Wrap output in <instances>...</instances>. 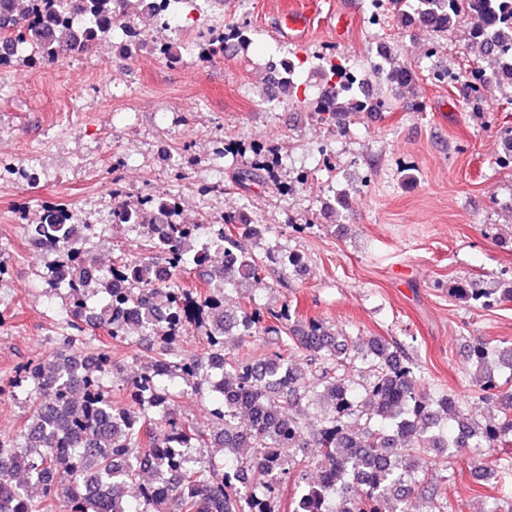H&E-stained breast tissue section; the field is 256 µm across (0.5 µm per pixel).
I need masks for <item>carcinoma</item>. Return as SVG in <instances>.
<instances>
[{"mask_svg":"<svg viewBox=\"0 0 512 512\" xmlns=\"http://www.w3.org/2000/svg\"><path fill=\"white\" fill-rule=\"evenodd\" d=\"M32 17L13 18L0 11V35L25 45L19 58L0 57V74L18 66L50 68L66 52L86 53L95 41L113 33L116 0H70L82 26L72 37L57 29L67 5L43 0ZM378 17H392L405 28L435 31L453 29L458 18L471 20L467 53L482 88L464 81L466 95L479 99L481 90L512 91V0H374ZM245 46L249 38L240 28L198 33L201 54L217 52L216 44L229 33ZM348 62H327L325 79L343 78ZM371 76L386 90L415 88L412 66L373 64ZM386 96L361 100L348 85L324 108L338 120L353 112L381 108ZM268 171L254 161L238 170V186L259 180ZM165 219L157 236H142L147 259L122 256L111 273L92 283L72 259L92 244V224L71 227L58 220L27 225L33 244L50 257L45 278L50 287L64 288L73 299L65 310L69 328L89 326L132 347L120 315L140 320L141 333L157 342L147 347L150 360L137 373L127 372L99 344L80 353L73 339L45 359L29 360L0 382V400L24 404L19 430L0 437V512H275L273 499L278 475L302 470L296 451L316 448L321 457L319 478L301 488L291 512H306L311 501L318 512H413L416 475L426 457L450 459L468 448L512 447V390L499 374L497 346L481 341L471 346L467 360L472 370V397L488 405L484 421L467 416L452 392L437 394L422 382L417 366L400 347L374 337L358 346L349 336L330 332L322 318L298 320L285 306L258 313L246 306L239 314L224 313V298L212 291L204 296L180 284L179 278L202 264L211 250L224 251V288L262 286L271 264L300 268L303 257L271 250L261 258L250 242L267 230L240 215L213 225L207 239L189 238L165 195H149L119 205L116 219L139 224ZM458 300L489 307L512 299V281L500 295L459 284L448 289ZM237 324L245 336L273 334L278 350L262 358H244L226 348L224 334ZM193 326L205 342L197 354L181 350L183 330ZM304 355L308 369L296 368L288 354ZM222 357L224 388L197 395L213 398V416L224 424L210 435L185 421L176 402L185 390H174L181 376L213 368ZM80 388L86 397H72ZM317 412L307 416L299 407L304 393ZM224 448L221 458L206 457L213 446ZM24 480L14 482V472ZM429 512H441L448 503V487L428 491Z\"/></svg>","mask_w":512,"mask_h":512,"instance_id":"cac0c4a2","label":"carcinoma"}]
</instances>
